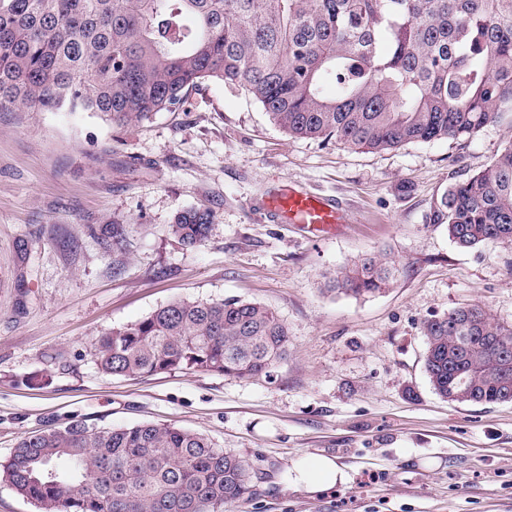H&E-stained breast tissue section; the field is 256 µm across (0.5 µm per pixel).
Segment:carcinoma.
<instances>
[{"label":"carcinoma","mask_w":512,"mask_h":512,"mask_svg":"<svg viewBox=\"0 0 512 512\" xmlns=\"http://www.w3.org/2000/svg\"><path fill=\"white\" fill-rule=\"evenodd\" d=\"M206 78L241 87L293 137L364 150L468 139L512 115V0H0V112L65 108L127 127ZM432 221L460 248L512 242V144L449 187ZM211 228L209 211L190 209L169 233L191 249ZM391 274L367 255L328 283L360 296ZM423 335L438 395L512 402V324L466 305L425 321ZM287 355L276 313L234 299L171 301L91 348L111 376L251 378ZM252 471L171 423L76 417L20 437L0 462V480L35 512H224L251 493Z\"/></svg>","instance_id":"cac0c4a2"}]
</instances>
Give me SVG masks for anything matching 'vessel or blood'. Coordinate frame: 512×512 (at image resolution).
Here are the masks:
<instances>
[{"label":"vessel or blood","mask_w":512,"mask_h":512,"mask_svg":"<svg viewBox=\"0 0 512 512\" xmlns=\"http://www.w3.org/2000/svg\"><path fill=\"white\" fill-rule=\"evenodd\" d=\"M267 206L280 223L295 224L311 233L335 232L342 221L339 209L330 199L290 185L276 191Z\"/></svg>","instance_id":"1"}]
</instances>
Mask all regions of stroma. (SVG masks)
I'll list each match as a JSON object with an SVG mask.
<instances>
[{"label": "stroma", "mask_w": 512, "mask_h": 512, "mask_svg": "<svg viewBox=\"0 0 512 512\" xmlns=\"http://www.w3.org/2000/svg\"><path fill=\"white\" fill-rule=\"evenodd\" d=\"M511 144L506 119L382 151L295 138L215 79L125 129L94 112H0V461L76 416L172 423L253 463L251 495L227 512H512V403L437 395L422 333L465 303L512 322V244L462 249L429 220ZM283 184L331 197L344 224L314 235L277 223L266 202ZM191 208L213 228L186 250L169 226ZM112 224L122 248L103 233ZM372 254L398 269L384 290H327L330 273ZM178 298L269 306L288 325L287 359L248 379L98 371L102 331ZM35 374L46 385H28ZM311 455L348 482L293 486L292 462Z\"/></svg>", "instance_id": "stroma-1"}]
</instances>
